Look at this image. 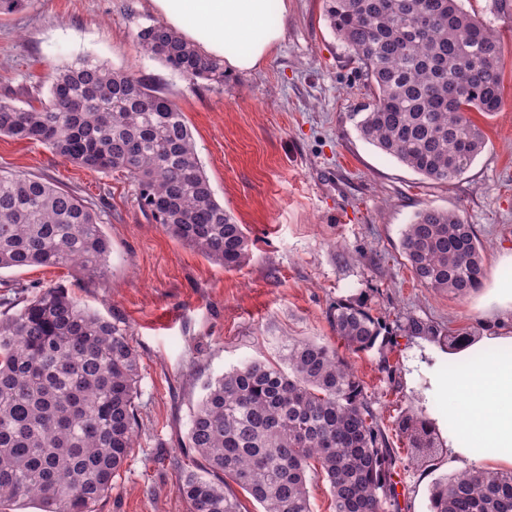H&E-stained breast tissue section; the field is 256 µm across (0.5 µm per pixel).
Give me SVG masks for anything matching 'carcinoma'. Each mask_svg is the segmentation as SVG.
<instances>
[{
	"instance_id": "1",
	"label": "carcinoma",
	"mask_w": 512,
	"mask_h": 512,
	"mask_svg": "<svg viewBox=\"0 0 512 512\" xmlns=\"http://www.w3.org/2000/svg\"><path fill=\"white\" fill-rule=\"evenodd\" d=\"M324 11L371 90L372 102L352 113L362 138L430 181L465 173L485 147L468 113L502 109V47L490 25L461 0H324ZM135 39L140 53L189 81L224 79L216 60L160 22ZM0 136L131 178L156 223L228 270L249 257L245 229L216 200L184 113L131 72L90 59L68 65L41 106L0 101ZM401 248L427 288L463 297L481 283L482 247L453 211L417 212ZM109 249L83 199L0 170V269L76 265L96 278ZM331 324L348 350H377L392 374L381 320L338 303ZM403 331L442 335L414 317ZM138 378L127 330L59 287L0 318V510L95 512L134 444ZM202 390L188 430L199 471H180L177 483L191 512H244L227 478L263 512H313L308 485L317 478L328 484L333 512H385L395 499L396 458L336 348L295 340L282 363L246 362ZM395 425L415 457L433 461L431 419L407 410ZM429 512H512V472L479 467L438 478Z\"/></svg>"
}]
</instances>
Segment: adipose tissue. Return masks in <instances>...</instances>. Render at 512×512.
Masks as SVG:
<instances>
[{
  "mask_svg": "<svg viewBox=\"0 0 512 512\" xmlns=\"http://www.w3.org/2000/svg\"><path fill=\"white\" fill-rule=\"evenodd\" d=\"M167 27L237 70L258 67L282 37L284 0H151ZM448 464L512 467V331H491L448 355Z\"/></svg>",
  "mask_w": 512,
  "mask_h": 512,
  "instance_id": "ef3b65f1",
  "label": "adipose tissue"
}]
</instances>
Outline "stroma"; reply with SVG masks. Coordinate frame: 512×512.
Wrapping results in <instances>:
<instances>
[{
    "label": "stroma",
    "instance_id": "35a3bbf8",
    "mask_svg": "<svg viewBox=\"0 0 512 512\" xmlns=\"http://www.w3.org/2000/svg\"><path fill=\"white\" fill-rule=\"evenodd\" d=\"M283 39L251 71L225 69L220 82H190L141 56L139 26L155 21L150 0H23L0 14V100L25 108L48 101L58 68L90 57L130 70L184 112L215 197L250 239L247 262L227 270L167 234L139 206L131 179L92 172L44 146L0 136V169L74 192L97 213L110 244L104 277L76 266L0 270V316L20 286L61 287L81 305L126 328L141 367L134 446L96 512H191L176 489L201 385L252 360H274L294 340L336 347L362 380L393 449L396 485L388 512H429L430 487L450 474L413 460L394 420L412 409H444L437 383L446 342L410 336L411 316L443 331L484 335L499 314L483 297L512 251V16L494 0H462L501 40L502 112L472 113L482 153L456 180L423 179L366 143L352 119L370 102L353 54L330 29L323 0H285ZM425 208L457 212L484 249L481 286L457 297L424 287L400 241ZM364 306L392 338L393 374L376 351L349 352L330 322L338 301Z\"/></svg>",
    "mask_w": 512,
    "mask_h": 512
}]
</instances>
